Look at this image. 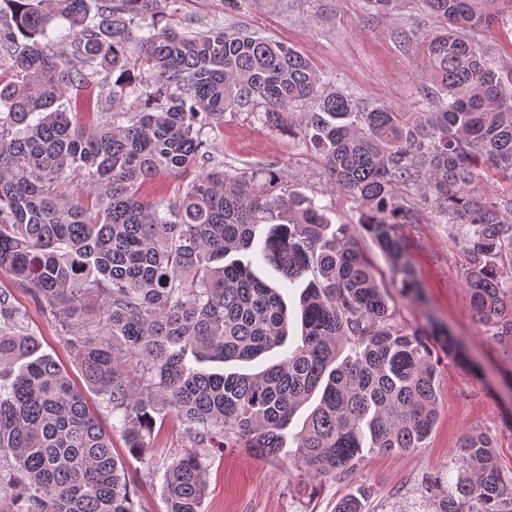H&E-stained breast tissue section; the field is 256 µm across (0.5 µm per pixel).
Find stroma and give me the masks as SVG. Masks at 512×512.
Listing matches in <instances>:
<instances>
[{"label": "stroma", "mask_w": 512, "mask_h": 512, "mask_svg": "<svg viewBox=\"0 0 512 512\" xmlns=\"http://www.w3.org/2000/svg\"><path fill=\"white\" fill-rule=\"evenodd\" d=\"M175 19H191L200 26L218 21L285 43L313 63L324 84L357 100L397 112L433 108L425 94L429 58L424 37L439 23L419 0H396L384 15L367 13L362 0H237L232 8L225 0H181ZM216 148L234 168L280 171L282 188L324 206L332 225H346L371 257L393 321L421 331L431 321L442 323L475 365L463 366L437 352V417L422 447L400 455L364 449L346 475L314 478L293 466L296 437L311 411L307 404L286 429V444L277 457H261L247 448L200 449L207 480L201 512H335L337 503L350 495L360 500L362 512H435L438 498L457 480L453 454L471 432L492 438L499 464L511 477L512 433L504 431L502 420L512 415V338L492 337L474 321L466 256L447 225L428 220L399 225L404 255L423 291L422 299L407 297L393 286L382 253L362 237L359 205L336 190L320 157L301 138L268 128L260 113L228 111ZM0 289L25 312L24 325L38 337L43 352L65 366L75 385L83 388L101 425L111 428L116 419L100 407L99 395L86 388L58 319L8 270L0 269ZM112 443L138 485L142 512H166L164 472L185 451V424L169 416L155 418L143 455L132 451L120 434H113Z\"/></svg>", "instance_id": "35a3bbf8"}]
</instances>
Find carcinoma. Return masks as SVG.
Segmentation results:
<instances>
[{"label":"carcinoma","mask_w":512,"mask_h":512,"mask_svg":"<svg viewBox=\"0 0 512 512\" xmlns=\"http://www.w3.org/2000/svg\"><path fill=\"white\" fill-rule=\"evenodd\" d=\"M180 0H0V268L36 301L76 314L104 297L102 320L65 336L90 387L120 415L119 432L144 447L164 408L188 425L187 450L166 468L167 512H200L205 468L195 448H252L275 457L283 430L314 394L294 464L312 477L352 471L363 449L421 447L437 412L432 349L458 347L448 330L407 331L391 321L369 258L309 197L275 194L280 175L224 167L211 139L224 112L263 109L318 154L336 188L361 206L360 229L388 262L394 285L420 296L397 234L423 214L399 190L414 186L458 236L473 316L512 337V300L498 261L512 250V197L479 191L480 167L512 181V66H496L476 40L512 23V0H422L443 23L428 38L436 109L415 119L322 89L310 61L269 38L191 20L163 25ZM68 23L67 32L55 22ZM144 74L127 103L130 66ZM97 93L100 122L80 121ZM196 177L173 203L140 189L162 171ZM83 176L86 197L69 188ZM284 283L304 284L301 343L254 374L197 370L201 359L252 361L285 345L289 314L253 249ZM21 312L0 291V472H21L25 512H137L133 478L112 434L69 372L17 330ZM455 486L435 512H512V477L492 439L462 437Z\"/></svg>","instance_id":"obj_1"}]
</instances>
